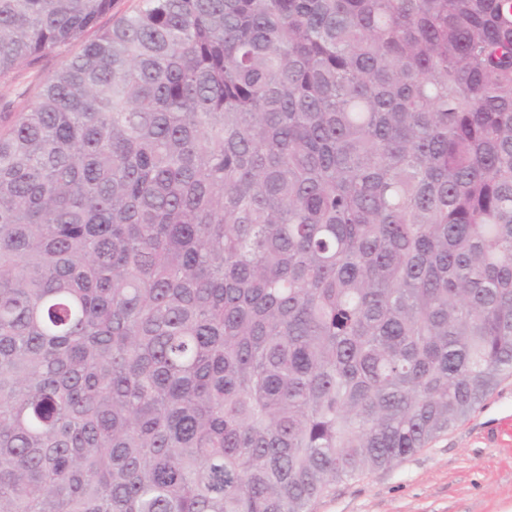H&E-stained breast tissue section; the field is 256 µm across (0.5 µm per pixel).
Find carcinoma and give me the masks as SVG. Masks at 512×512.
<instances>
[{
    "label": "carcinoma",
    "instance_id": "1",
    "mask_svg": "<svg viewBox=\"0 0 512 512\" xmlns=\"http://www.w3.org/2000/svg\"><path fill=\"white\" fill-rule=\"evenodd\" d=\"M0 0V512H309L512 375V0ZM81 50V44L76 43L66 52L62 54H49L48 56L41 59V61L34 67H27L21 65L18 69L19 77L12 85H0V108L8 101H15L14 106L23 105L21 100L17 99L19 91L25 88H30L31 94H33L37 84L46 79L48 76L58 70L65 61L72 55L78 53Z\"/></svg>",
    "mask_w": 512,
    "mask_h": 512
}]
</instances>
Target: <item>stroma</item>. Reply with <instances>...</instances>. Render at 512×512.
<instances>
[{"instance_id": "stroma-1", "label": "stroma", "mask_w": 512, "mask_h": 512, "mask_svg": "<svg viewBox=\"0 0 512 512\" xmlns=\"http://www.w3.org/2000/svg\"><path fill=\"white\" fill-rule=\"evenodd\" d=\"M66 54L20 66L12 85H0V105L36 88L58 70ZM512 420V376L466 420L394 467L332 486L311 512H512V438L501 426Z\"/></svg>"}]
</instances>
